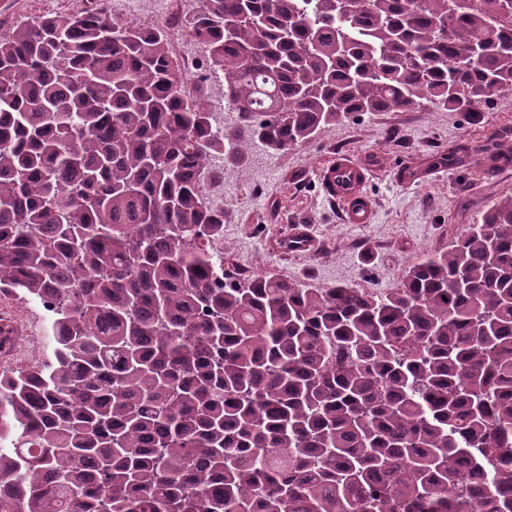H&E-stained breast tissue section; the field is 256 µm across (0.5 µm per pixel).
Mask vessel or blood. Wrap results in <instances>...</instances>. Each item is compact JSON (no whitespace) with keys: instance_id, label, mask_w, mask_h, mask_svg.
Segmentation results:
<instances>
[{"instance_id":"vessel-or-blood-1","label":"vessel or blood","mask_w":512,"mask_h":512,"mask_svg":"<svg viewBox=\"0 0 512 512\" xmlns=\"http://www.w3.org/2000/svg\"><path fill=\"white\" fill-rule=\"evenodd\" d=\"M372 172V164L344 153L336 154L320 167L318 179L322 190L331 202L340 206L344 222H372L375 207L366 190Z\"/></svg>"}]
</instances>
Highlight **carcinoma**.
<instances>
[{
  "instance_id": "cac0c4a2",
  "label": "carcinoma",
  "mask_w": 512,
  "mask_h": 512,
  "mask_svg": "<svg viewBox=\"0 0 512 512\" xmlns=\"http://www.w3.org/2000/svg\"><path fill=\"white\" fill-rule=\"evenodd\" d=\"M0 33V512H512V189L393 288L233 281L204 180L355 112L512 96V0H199ZM1 305H5L9 310L16 314L14 322L20 328L21 336H18V343L24 348L29 346L28 360L19 362H11L5 366V369L16 367L17 365H29L33 363H41L47 360L52 348L44 347L39 342L40 336H48L50 331L51 316L48 311L43 308L33 307L29 302L15 299L11 296L0 297Z\"/></svg>"
}]
</instances>
